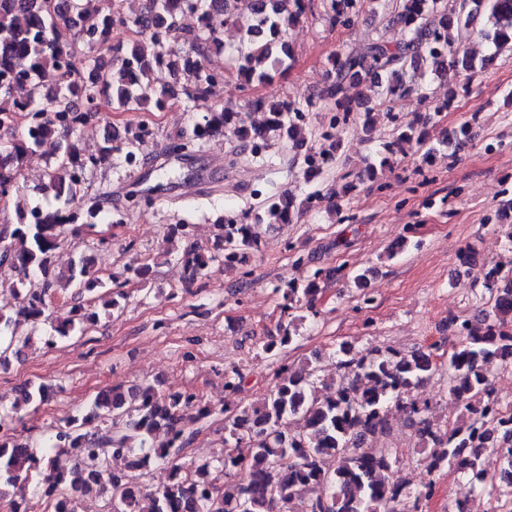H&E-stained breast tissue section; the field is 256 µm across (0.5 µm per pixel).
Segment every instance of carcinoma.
<instances>
[{
    "label": "carcinoma",
    "instance_id": "obj_1",
    "mask_svg": "<svg viewBox=\"0 0 512 512\" xmlns=\"http://www.w3.org/2000/svg\"><path fill=\"white\" fill-rule=\"evenodd\" d=\"M186 3L205 19L197 30H186L178 20V6ZM145 0L142 12L129 18L121 0H107L102 8L109 27L101 35L82 26L85 0H0V133L8 136L0 146V185L13 183L8 202L15 223L0 225V267L13 272L6 286L15 307L0 306V367L18 357L29 339L16 336L20 322L38 325L50 318L52 300L69 295L75 300L71 319L54 327L47 340L58 343L85 330L104 312L119 308V291L112 296L108 283H141L159 262L146 258L126 265L119 275L103 277L94 270V258L79 257L67 273L51 268L52 252L62 245L71 226L70 212L78 207L82 224L112 221L104 209L105 194L83 191L86 173L123 154L128 165L140 163L135 143L140 127L131 131L124 146L112 138L98 150L80 148L79 129L102 110L111 112L158 111L168 104L207 94L210 85L224 78L237 80L244 89L262 85L282 72L293 53L288 28L317 13L350 28L360 14L374 10L380 0ZM389 23L401 27V38L381 37L358 51H338L329 60L328 80L317 102L262 98L222 105L191 129L178 135L170 150L187 154L198 142L230 132L241 151L261 155L269 133L294 151L306 182L320 177L335 161V147L298 149V122L316 104L349 116L345 92L351 87H377L390 97L421 93L426 77L443 78L452 71H475L477 64L468 45L474 37L497 51L512 45V0H393ZM248 24L238 64L224 70L223 42L226 25ZM124 27L133 35L151 32L146 46L133 40L126 47L108 40L111 28ZM166 66L172 82L156 87L153 66ZM363 130L376 125L384 114L382 102L364 99ZM267 110L261 128L247 125L248 113ZM52 138L56 151L47 165L52 196L50 209L22 200L24 163L33 148ZM423 134L410 123L394 127L392 140L368 170L374 177L405 147L419 143ZM312 197L295 204L294 197L270 196L248 224L234 220L218 225L212 247L191 245L165 260L180 263L193 284L208 277L215 264H241L258 248L264 224H292ZM322 272L315 271L304 284L287 283L289 301L312 304L319 292ZM489 293L481 318L459 324L461 343L446 360L448 393L462 403L466 420L441 427L430 418L431 405L413 393L436 372L435 355L417 349L410 354L379 350L356 351L346 342L331 349L337 358L336 379L329 393L315 396V368L283 363L274 382L260 399L224 412V459L214 470L193 466L182 451L192 437L188 426L214 413L192 393L162 392L149 382L98 392L80 423L59 428L54 442L43 445L40 455L16 434L0 439V502H15L12 492L28 485L39 472L37 485L60 494L69 483L73 464L85 473L83 493L96 490L100 468L111 454L127 459L128 474L115 479L111 512H290L298 491L319 486L321 493L307 503L306 512H418L420 500L434 494V484L410 489L391 479L397 453L373 448L369 443L386 432V414L404 411L414 436L428 451L429 468L452 469L478 484L484 480L482 455L500 442L512 443V430L501 421L483 424L481 445L473 442V415L491 399L490 375L497 364L512 361V259L483 273ZM48 388L28 384L18 394L15 408L43 404ZM301 422L294 434L286 422ZM161 463L172 472L171 481L154 491L142 489L146 463Z\"/></svg>",
    "mask_w": 512,
    "mask_h": 512
}]
</instances>
